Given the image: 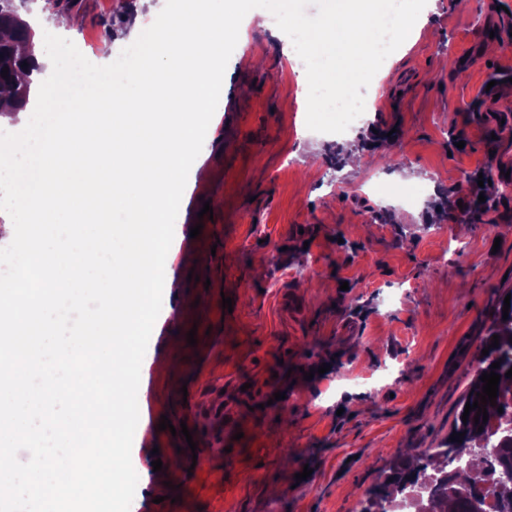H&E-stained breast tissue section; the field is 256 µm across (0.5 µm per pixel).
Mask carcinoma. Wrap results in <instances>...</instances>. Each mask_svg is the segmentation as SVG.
<instances>
[{
  "mask_svg": "<svg viewBox=\"0 0 512 512\" xmlns=\"http://www.w3.org/2000/svg\"><path fill=\"white\" fill-rule=\"evenodd\" d=\"M40 51L39 35L30 12V0H0V70L8 68L7 77L0 76V112L4 106L13 110L23 109L30 101L35 53ZM512 182L501 181L484 188L473 185L474 196L484 194L486 201L473 200L468 211L469 222L485 224V216L504 197V189ZM504 299H499L492 310L490 325L481 348L489 353L479 356L478 374L495 371L500 375L497 406H486L488 420L483 430L474 423L477 410L469 413L467 420L457 417L453 431L464 434L462 442L445 441L433 452L417 458L403 457L390 469L388 481L374 489L361 512H397V497L420 490L428 496L414 504V512H475V503L484 502L486 493L481 484L493 472L492 494L499 512H512V378L506 372L512 368V309L503 317ZM499 336V345L490 347L493 336ZM500 362L492 369L491 364ZM503 412H498V408ZM465 454L464 464L453 470L446 466L460 454ZM453 510H448V506Z\"/></svg>",
  "mask_w": 512,
  "mask_h": 512,
  "instance_id": "cac0c4a2",
  "label": "carcinoma"
}]
</instances>
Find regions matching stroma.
I'll return each instance as SVG.
<instances>
[{
    "mask_svg": "<svg viewBox=\"0 0 512 512\" xmlns=\"http://www.w3.org/2000/svg\"><path fill=\"white\" fill-rule=\"evenodd\" d=\"M126 2L81 0L68 37L84 56L114 60L127 47V31L104 34ZM281 47L249 27L227 64L201 170L187 179L165 266L173 288L144 356L130 512H359L399 457L447 438L477 376L488 315L512 292V198L485 224L459 207L469 177L496 183L512 171V111L480 101L491 81L512 102V0L465 10L427 0L412 41L382 65L388 93L365 89L362 122L337 138L307 128L300 71ZM251 55L264 66L248 65ZM390 132L399 147L386 153ZM356 147L362 166L333 170L335 152ZM385 176L438 183L449 219L431 226L429 203L369 196ZM206 204L212 217L200 215ZM288 375L287 398L263 406ZM180 395L197 406L220 396L238 411L246 430L233 452L201 434L193 470L175 436L156 440L155 413ZM156 457L170 483L158 481ZM306 467L310 477L296 481Z\"/></svg>",
    "mask_w": 512,
    "mask_h": 512,
    "instance_id": "1",
    "label": "stroma"
}]
</instances>
